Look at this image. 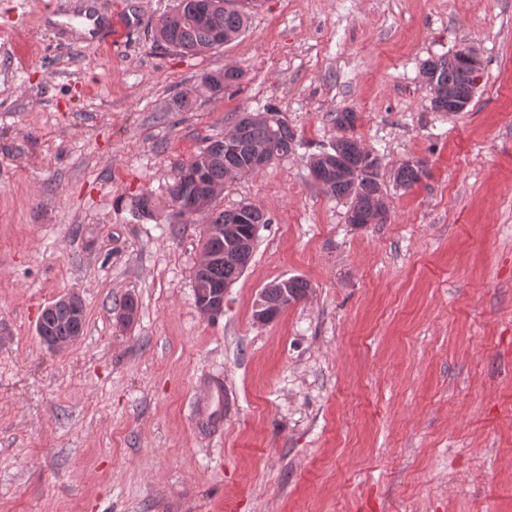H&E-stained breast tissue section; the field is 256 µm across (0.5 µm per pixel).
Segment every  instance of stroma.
Masks as SVG:
<instances>
[{"label":"stroma","mask_w":512,"mask_h":512,"mask_svg":"<svg viewBox=\"0 0 512 512\" xmlns=\"http://www.w3.org/2000/svg\"><path fill=\"white\" fill-rule=\"evenodd\" d=\"M86 1L115 35L71 38ZM60 2L0 0V512H512V0H253L201 56L155 42L173 0ZM465 46L479 86L436 111L419 67ZM227 66L243 77L213 94L200 77ZM267 104L297 146L216 197L271 222L211 320L206 215L134 201ZM344 109L387 223H348L312 178ZM292 276L308 296L255 323ZM70 292L85 331L56 352L36 323Z\"/></svg>","instance_id":"1"}]
</instances>
